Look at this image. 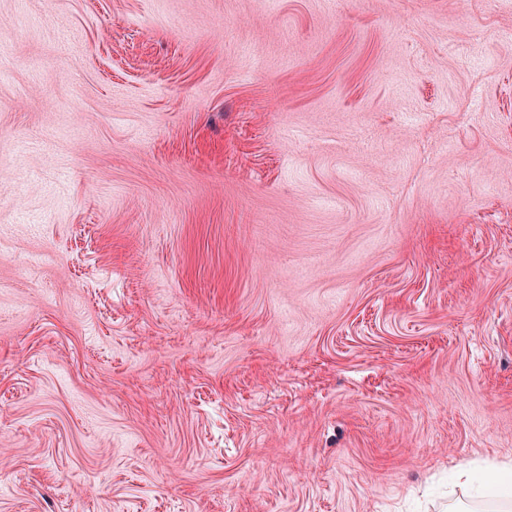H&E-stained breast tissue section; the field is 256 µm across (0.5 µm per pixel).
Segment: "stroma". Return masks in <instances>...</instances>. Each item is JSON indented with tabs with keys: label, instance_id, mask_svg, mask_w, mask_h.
I'll use <instances>...</instances> for the list:
<instances>
[{
	"label": "stroma",
	"instance_id": "1",
	"mask_svg": "<svg viewBox=\"0 0 512 512\" xmlns=\"http://www.w3.org/2000/svg\"><path fill=\"white\" fill-rule=\"evenodd\" d=\"M0 512H487L512 467V0H0ZM509 469L497 465H489L485 472V480L488 484L502 489V494L497 504L493 507V512H510L512 510V494L503 490L509 482ZM512 473L510 472V482ZM512 484V482H511Z\"/></svg>",
	"mask_w": 512,
	"mask_h": 512
}]
</instances>
